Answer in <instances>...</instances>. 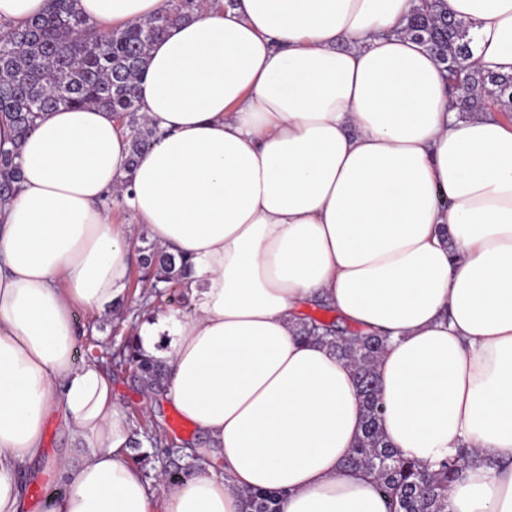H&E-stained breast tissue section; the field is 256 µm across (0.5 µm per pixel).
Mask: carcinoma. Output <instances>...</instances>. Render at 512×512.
Instances as JSON below:
<instances>
[{"label":"carcinoma","mask_w":512,"mask_h":512,"mask_svg":"<svg viewBox=\"0 0 512 512\" xmlns=\"http://www.w3.org/2000/svg\"><path fill=\"white\" fill-rule=\"evenodd\" d=\"M76 0H50L45 12L23 22L0 26V120L15 133L10 147L0 144V201L21 188L19 142L44 115L74 106L104 107L115 114L131 139V160L145 152L156 131L140 121L137 83L149 48L177 22L196 15V0H168L147 22H135L106 33L91 31L75 7ZM404 32L424 44L443 65L457 111L499 112L512 119V74H489L472 62L468 27L448 15L444 0H420L406 19ZM188 260L151 244L140 251L139 268L166 284L168 303L179 304ZM300 333L322 340L353 367L362 407L363 431L348 465L362 468L379 481L391 512H446L448 488L459 477L473 450L466 447L424 467L402 458L382 432L380 382L375 368L388 337L352 332L340 319L312 313L299 317ZM126 362L150 386L160 384L161 361L143 358L132 340L124 345ZM244 512H279L274 491L244 493Z\"/></svg>","instance_id":"1"}]
</instances>
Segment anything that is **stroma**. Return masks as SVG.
<instances>
[{"mask_svg":"<svg viewBox=\"0 0 512 512\" xmlns=\"http://www.w3.org/2000/svg\"><path fill=\"white\" fill-rule=\"evenodd\" d=\"M143 282L140 270H133L125 306L119 313L97 316L79 311L77 347L82 354L93 351L101 366L111 375L112 396L132 422L140 442L139 448L130 450L128 459L150 481L158 475L183 468V449L198 445L199 438L193 425L175 426L174 421L179 413L174 407L167 404L153 406L151 393L145 383L124 361L123 345L145 315L151 312L165 313L170 309L168 303L157 299L147 300ZM153 435L163 436L164 444H151L149 438ZM70 445L60 414L50 415L44 431L45 457L32 462L22 475L26 512H44V495L53 489L48 461Z\"/></svg>","mask_w":512,"mask_h":512,"instance_id":"stroma-1","label":"stroma"}]
</instances>
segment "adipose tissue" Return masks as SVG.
Here are the masks:
<instances>
[{
  "instance_id": "obj_1",
  "label": "adipose tissue",
  "mask_w": 512,
  "mask_h": 512,
  "mask_svg": "<svg viewBox=\"0 0 512 512\" xmlns=\"http://www.w3.org/2000/svg\"><path fill=\"white\" fill-rule=\"evenodd\" d=\"M418 0H214L149 50L137 163L111 112L61 109L21 145L0 203V512L58 411L69 453L47 512H389L347 460L362 432L351 366L298 336L328 305L389 336L382 429L430 466L474 450L447 512H512V127L448 108L442 66L401 30ZM477 65L512 74V0H445ZM164 0H78L95 29ZM144 236L188 258L190 315L168 337L162 400L205 445L177 485L130 465L132 424L94 360L76 362L75 308H119ZM243 498L244 512H279V496L274 491L250 490Z\"/></svg>"
}]
</instances>
